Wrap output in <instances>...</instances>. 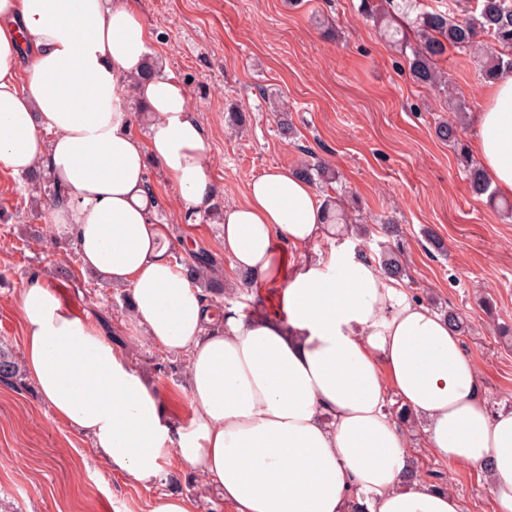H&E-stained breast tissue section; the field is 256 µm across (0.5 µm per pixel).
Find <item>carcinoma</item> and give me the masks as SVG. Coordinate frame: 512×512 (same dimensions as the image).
Segmentation results:
<instances>
[{"mask_svg": "<svg viewBox=\"0 0 512 512\" xmlns=\"http://www.w3.org/2000/svg\"><path fill=\"white\" fill-rule=\"evenodd\" d=\"M363 11L383 31L389 45L403 55L413 82L422 87L448 92V81L440 63L451 50L477 51L480 75L486 82L500 71L512 70V0H474L472 7L468 0H457L455 17L422 8L420 0H384L380 4L364 0ZM486 37L490 42L484 41ZM448 103L457 116L451 121L438 122L435 135L454 149L461 169L466 172L472 196L485 195L492 202L495 191L491 190V180L472 159L460 136L465 102L450 97ZM296 173L319 186L339 182L336 171L320 160L302 164ZM213 264L209 254L200 253L188 266L187 277L205 283L214 271ZM377 264L387 278L400 281L406 276L400 256L393 251L380 253ZM20 376L18 359L0 346V382L11 383Z\"/></svg>", "mask_w": 512, "mask_h": 512, "instance_id": "cac0c4a2", "label": "carcinoma"}]
</instances>
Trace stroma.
Masks as SVG:
<instances>
[{
  "instance_id": "1",
  "label": "stroma",
  "mask_w": 512,
  "mask_h": 512,
  "mask_svg": "<svg viewBox=\"0 0 512 512\" xmlns=\"http://www.w3.org/2000/svg\"><path fill=\"white\" fill-rule=\"evenodd\" d=\"M154 36L152 56L163 71L185 82L208 145L216 200H242L247 183L271 167L288 170L322 159L340 176L345 208L359 209L366 237L323 238L300 254L336 250L374 257L402 251L410 296L457 309L467 320L464 352L474 360L490 412L512 411V339L497 324H512V216L472 197L453 150L434 133L450 118L446 97L415 85L404 57L366 20L361 0H135ZM456 96L469 112L481 110L488 85L476 58L452 52L442 63ZM288 103L294 139H284L270 110ZM244 113L234 131L235 113ZM148 183L159 223L180 246L181 266L201 252L215 261L224 303L246 312H270L269 285L241 287L224 255L220 226L209 214L185 218L183 203L162 169L149 164ZM34 183L0 168V340L24 353L19 295L26 280L42 276L63 299L89 316L166 399L176 424L190 414L185 360L156 348L128 319L123 289L107 287L81 263L65 234L47 223L48 204H36ZM400 229L385 235L383 221ZM432 228L445 253L427 243ZM69 278H60L58 266ZM495 310L486 314L482 300ZM423 473H442L465 512H500L482 472L431 456L423 429L408 433ZM165 470L198 512H227L220 494L178 462ZM152 493L112 469L88 438L54 416L31 379L0 382V512H146Z\"/></svg>"
}]
</instances>
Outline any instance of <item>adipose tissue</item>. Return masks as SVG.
Here are the masks:
<instances>
[{
  "instance_id": "1",
  "label": "adipose tissue",
  "mask_w": 512,
  "mask_h": 512,
  "mask_svg": "<svg viewBox=\"0 0 512 512\" xmlns=\"http://www.w3.org/2000/svg\"><path fill=\"white\" fill-rule=\"evenodd\" d=\"M151 41L134 0H0V167L41 170L64 188L50 223L101 283L128 289L149 341L186 357L191 414L175 425L140 370L34 276L20 293L23 367L42 401L152 490L147 512H197L190 495L161 488L171 459L232 512H463L451 490L408 479L393 395L425 423L435 456L483 472L512 512V411L490 413L447 320L363 258L319 252L292 267L277 252L275 240L305 248L332 233L312 183L271 168L224 209V254L275 285L272 317L216 308L177 270L148 204L147 164L185 210L211 211L215 190L185 87L143 75ZM135 99L151 114L144 138ZM474 127L481 166L511 197V70L491 82Z\"/></svg>"
}]
</instances>
